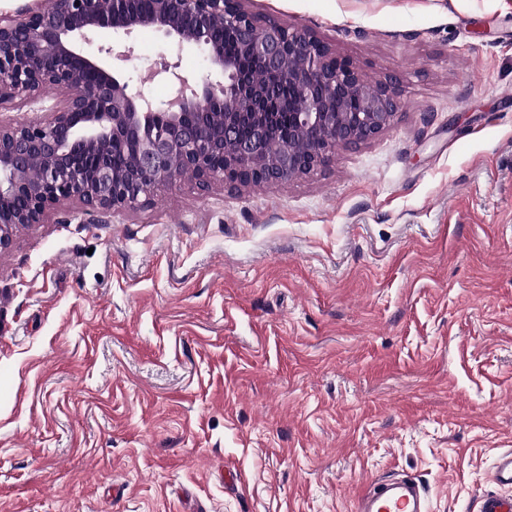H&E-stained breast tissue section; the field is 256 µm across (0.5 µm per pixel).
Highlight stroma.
Listing matches in <instances>:
<instances>
[{
  "label": "stroma",
  "instance_id": "35a3bbf8",
  "mask_svg": "<svg viewBox=\"0 0 512 512\" xmlns=\"http://www.w3.org/2000/svg\"><path fill=\"white\" fill-rule=\"evenodd\" d=\"M393 124L278 185L63 202L0 252V512H477L512 450V0H245ZM129 85L170 96L157 32ZM424 499L412 480L375 481L364 487L356 497V512H422Z\"/></svg>",
  "mask_w": 512,
  "mask_h": 512
}]
</instances>
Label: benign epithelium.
<instances>
[{"instance_id": "7a95c632", "label": "benign epithelium", "mask_w": 512, "mask_h": 512, "mask_svg": "<svg viewBox=\"0 0 512 512\" xmlns=\"http://www.w3.org/2000/svg\"><path fill=\"white\" fill-rule=\"evenodd\" d=\"M36 2L0 12V106L37 104L45 86L64 97L43 108V120L0 124V251L65 200L110 215L147 205L187 172L202 192L311 174L396 115L391 86H368L329 44L249 12L243 0H152L145 10L130 0ZM221 23L238 32L242 51L266 74L288 82V100L224 55L214 35ZM142 29L161 33L171 52L196 50L207 62L200 77L168 62L154 71L172 85L162 108L122 81L115 63L130 50L103 40ZM117 139L136 143L133 160L120 168Z\"/></svg>"}]
</instances>
